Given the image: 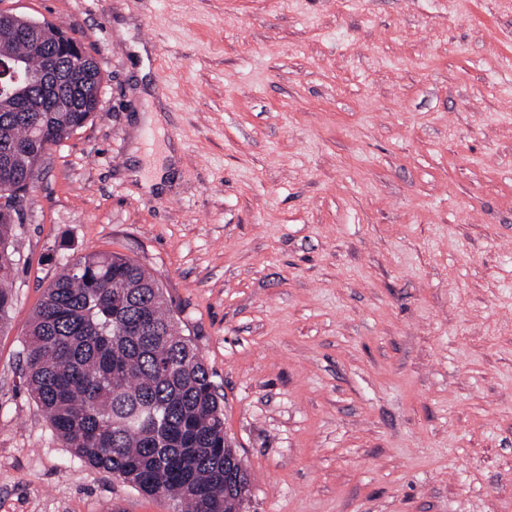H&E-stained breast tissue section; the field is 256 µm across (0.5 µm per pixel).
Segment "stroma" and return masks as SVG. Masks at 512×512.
<instances>
[{"mask_svg":"<svg viewBox=\"0 0 512 512\" xmlns=\"http://www.w3.org/2000/svg\"><path fill=\"white\" fill-rule=\"evenodd\" d=\"M0 11L66 28L105 77L14 239L0 512H179L74 459L26 390L30 317L91 251L160 281L224 395L246 512H512V0Z\"/></svg>","mask_w":512,"mask_h":512,"instance_id":"35a3bbf8","label":"stroma"}]
</instances>
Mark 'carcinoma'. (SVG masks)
<instances>
[{
	"instance_id": "1",
	"label": "carcinoma",
	"mask_w": 512,
	"mask_h": 512,
	"mask_svg": "<svg viewBox=\"0 0 512 512\" xmlns=\"http://www.w3.org/2000/svg\"><path fill=\"white\" fill-rule=\"evenodd\" d=\"M31 74L42 61L22 38L0 40ZM92 79L76 108L15 112L0 94V187L33 180L38 155L17 148L41 134L52 144L93 121ZM18 213L0 209V331L13 307ZM25 383L53 434L84 465L110 473L184 512H233L224 482L233 476L240 512L248 469L224 447V395L200 358L158 279L120 253L81 255L45 288L23 345Z\"/></svg>"
}]
</instances>
